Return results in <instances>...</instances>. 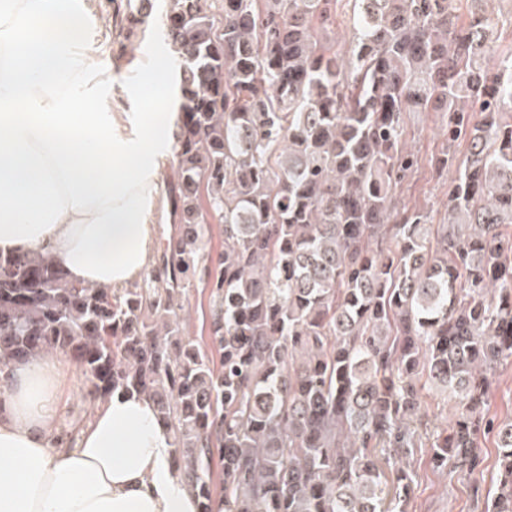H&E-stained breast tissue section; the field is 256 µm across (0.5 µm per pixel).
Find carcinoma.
<instances>
[{
  "instance_id": "carcinoma-1",
  "label": "carcinoma",
  "mask_w": 512,
  "mask_h": 512,
  "mask_svg": "<svg viewBox=\"0 0 512 512\" xmlns=\"http://www.w3.org/2000/svg\"><path fill=\"white\" fill-rule=\"evenodd\" d=\"M495 2L463 23L456 0H351L342 54L339 0H224L219 37L205 0H166L173 229L122 289L75 284L39 249L0 255V373L59 350L93 399L150 397L199 512H407L414 449L473 472L481 433L487 508L512 512V420L484 413L512 363V42L494 36L512 8ZM126 5L130 37L154 3ZM409 112L442 116L441 224L396 198L421 161ZM196 279L218 369L182 334ZM422 380L454 401L450 427L421 430Z\"/></svg>"
}]
</instances>
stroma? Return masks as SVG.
<instances>
[{
    "instance_id": "obj_1",
    "label": "stroma",
    "mask_w": 512,
    "mask_h": 512,
    "mask_svg": "<svg viewBox=\"0 0 512 512\" xmlns=\"http://www.w3.org/2000/svg\"><path fill=\"white\" fill-rule=\"evenodd\" d=\"M85 24L93 43L95 71L110 78L109 90L113 105H122L128 92L133 91L136 79L155 58L167 59L168 82L176 84L175 62L169 61L164 43L160 13H153L136 39L126 40L121 33L112 0H88ZM441 115L437 112L408 115L403 139L418 150L421 163L413 175L398 189L402 203L410 208H424L434 221H441L446 199V177L438 175L435 160L444 147L440 131ZM181 303L185 316V335L210 359L219 354L209 335L208 289L199 283L187 288ZM483 450L481 462L474 473H459L452 467L435 468L429 462V451L416 449L410 464L416 473L409 512H482L483 502L477 500L474 489H489L497 473V447L493 435L480 439Z\"/></svg>"
}]
</instances>
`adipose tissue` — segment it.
I'll return each instance as SVG.
<instances>
[{"label": "adipose tissue", "instance_id": "adipose-tissue-1", "mask_svg": "<svg viewBox=\"0 0 512 512\" xmlns=\"http://www.w3.org/2000/svg\"><path fill=\"white\" fill-rule=\"evenodd\" d=\"M84 9L0 0V252L42 248L70 281L122 288L149 261L157 160L180 114L159 65L128 96L138 124L124 132L92 76ZM67 371L40 353L0 378V512H197L149 397L114 393L60 438Z\"/></svg>", "mask_w": 512, "mask_h": 512}]
</instances>
